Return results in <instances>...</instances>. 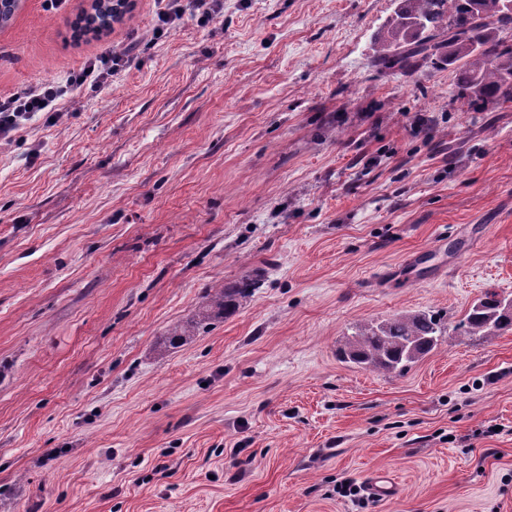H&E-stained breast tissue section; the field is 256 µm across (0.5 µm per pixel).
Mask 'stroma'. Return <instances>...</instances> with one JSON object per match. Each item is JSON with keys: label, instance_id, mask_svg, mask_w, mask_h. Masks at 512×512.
<instances>
[{"label": "stroma", "instance_id": "stroma-1", "mask_svg": "<svg viewBox=\"0 0 512 512\" xmlns=\"http://www.w3.org/2000/svg\"><path fill=\"white\" fill-rule=\"evenodd\" d=\"M90 6L0 27V95L131 49L0 142V512H512V331L455 329L512 298V101L374 67L393 0H224L159 37L135 0L76 36ZM420 310L446 334L404 372L338 358ZM257 279L248 274L240 277L230 287L218 288L213 294H207L197 318L186 324H176L169 334V343L184 344L196 336L199 328L215 318L232 315L242 299L247 298L251 288H255ZM455 328L463 336H498L512 330V310L505 313L496 294L486 295Z\"/></svg>", "mask_w": 512, "mask_h": 512}]
</instances>
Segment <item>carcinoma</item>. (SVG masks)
<instances>
[{"label":"carcinoma","mask_w":512,"mask_h":512,"mask_svg":"<svg viewBox=\"0 0 512 512\" xmlns=\"http://www.w3.org/2000/svg\"><path fill=\"white\" fill-rule=\"evenodd\" d=\"M506 30H512V11L502 0H397L395 17L377 34L374 64L394 73L420 61H446L461 70L457 99L463 103L485 107L512 101V43L501 37ZM255 286L256 278L248 274L206 295L197 318L175 325L169 343L184 344L203 324L232 315ZM456 330L462 336H497L512 330V310L504 312L497 295H488ZM445 332L432 311L402 313L359 325L338 354L381 373H400L433 351Z\"/></svg>","instance_id":"obj_1"}]
</instances>
